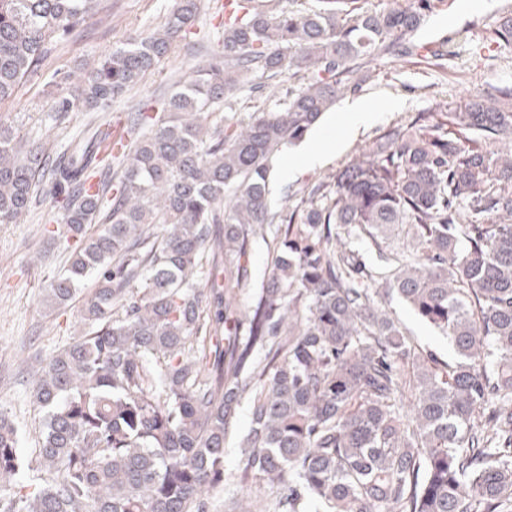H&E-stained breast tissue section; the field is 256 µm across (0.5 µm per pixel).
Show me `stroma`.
Segmentation results:
<instances>
[{
	"label": "stroma",
	"mask_w": 512,
	"mask_h": 512,
	"mask_svg": "<svg viewBox=\"0 0 512 512\" xmlns=\"http://www.w3.org/2000/svg\"><path fill=\"white\" fill-rule=\"evenodd\" d=\"M111 22L89 17L67 40L53 43L43 68L32 74L16 95L0 103V115L18 128L28 143L54 154L66 151L72 140L85 136L90 124L123 116L138 102L159 100L174 82L186 75L198 59L196 50L179 45L168 59L146 74L127 98L114 101L107 112L76 109L65 114L47 111V100L60 91V74L86 71L89 63L112 49L162 28L175 0H105ZM512 15V0H476L455 14L433 7L420 28L410 35L419 42L426 35H458L477 46L478 52L449 59L431 52L402 58L380 56L366 63L367 77L360 88L347 94L306 136L308 144L332 140L336 152L315 168L305 167L295 146H284L276 167L292 168L290 190L300 191L320 182L362 155L365 147L394 124L418 112L440 114L481 88L512 85V51L501 49L496 29L500 17ZM370 104L375 118L357 136L345 138L344 126L352 105ZM56 214L49 204L33 206L16 223L0 224V408L8 412L21 434V454L30 457L37 444L40 413L33 401V375L58 349L73 342L81 330L80 302L54 310L46 301L45 286L65 269L72 252L53 241ZM387 308L407 329L425 353L442 361L454 351L445 336L421 320L400 298L386 299ZM240 450L228 442L224 454V483L207 494L208 512H238L242 489L238 483Z\"/></svg>",
	"instance_id": "stroma-1"
}]
</instances>
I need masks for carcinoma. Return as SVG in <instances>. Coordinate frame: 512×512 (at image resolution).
<instances>
[{"mask_svg": "<svg viewBox=\"0 0 512 512\" xmlns=\"http://www.w3.org/2000/svg\"><path fill=\"white\" fill-rule=\"evenodd\" d=\"M340 4L225 0L220 49L159 111L126 113L118 137L100 124L54 156L22 149L0 118V224L49 201L79 239L50 304L95 285L80 335L33 388L31 491L0 410V512H206L243 403L240 481L268 490L266 512H512V86L436 122L416 113L275 211L271 157L356 91L353 74L416 31L431 0ZM100 10L0 0V102ZM199 10L176 0L163 29L63 76L51 111H106ZM497 38L512 48L511 16ZM251 74L295 83L275 111L224 122L215 106ZM259 239L270 268L243 307ZM391 293L448 337L454 362L419 351Z\"/></svg>", "mask_w": 512, "mask_h": 512, "instance_id": "obj_1", "label": "carcinoma"}]
</instances>
